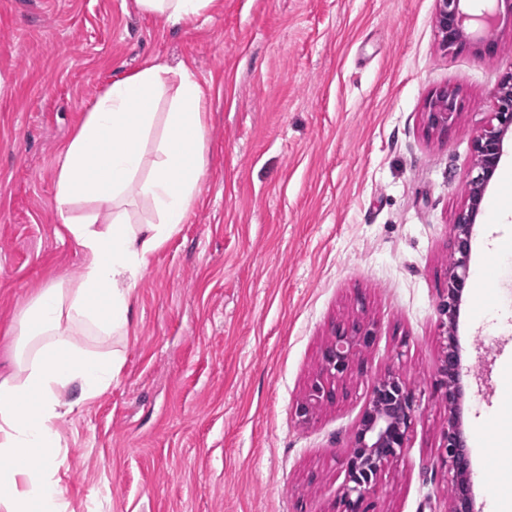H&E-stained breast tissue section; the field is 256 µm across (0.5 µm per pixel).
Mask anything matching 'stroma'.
Masks as SVG:
<instances>
[{
  "label": "stroma",
  "mask_w": 512,
  "mask_h": 512,
  "mask_svg": "<svg viewBox=\"0 0 512 512\" xmlns=\"http://www.w3.org/2000/svg\"><path fill=\"white\" fill-rule=\"evenodd\" d=\"M435 0H216L168 27L135 0H0V370L34 289L78 277L59 233L61 151L113 78L154 60L208 91V169L186 224L150 259L118 379L60 423L73 512H336L340 454L371 385L398 373L421 400L382 472L375 512H448V403L437 305L466 205L473 135L512 71L500 51L448 53ZM462 108L431 129L427 100ZM512 142L470 260L457 343L460 421L477 512L512 497ZM376 324L363 370L304 423L297 402L336 323Z\"/></svg>",
  "instance_id": "1"
}]
</instances>
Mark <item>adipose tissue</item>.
Listing matches in <instances>:
<instances>
[{"label": "adipose tissue", "instance_id": "1", "mask_svg": "<svg viewBox=\"0 0 512 512\" xmlns=\"http://www.w3.org/2000/svg\"><path fill=\"white\" fill-rule=\"evenodd\" d=\"M213 2L135 0L170 26L197 21ZM206 105L189 70L151 61L106 86L66 144L54 200L83 264L77 280L39 289L11 331V369L0 375V512H72L57 424L121 372L135 286L199 194ZM139 200L152 215L134 224L128 208Z\"/></svg>", "mask_w": 512, "mask_h": 512}]
</instances>
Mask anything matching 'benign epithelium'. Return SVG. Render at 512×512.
<instances>
[{
	"instance_id": "1",
	"label": "benign epithelium",
	"mask_w": 512,
	"mask_h": 512,
	"mask_svg": "<svg viewBox=\"0 0 512 512\" xmlns=\"http://www.w3.org/2000/svg\"><path fill=\"white\" fill-rule=\"evenodd\" d=\"M462 14L461 0H436V26L443 46L450 53L471 42V36L462 25ZM494 96L496 123L483 127L473 137L475 175L468 183V204L457 214L453 224L454 255L448 264V289L438 303L443 357L436 387L453 410L463 396L457 328L459 306L469 277L471 236L487 188L499 168L504 139L512 131V72L495 88ZM459 109L460 102L454 91H439L428 102L429 126L448 128ZM376 338V325L361 314L336 324L323 354L327 379L313 380L297 403L296 415L301 421L313 420L324 404L336 399L335 385L353 372L360 351L370 349ZM418 407L415 392L394 372H387L371 386L354 427L351 446L342 455L347 479L340 493V512H369L367 501L376 491L383 470L405 447ZM440 456L452 473L448 512H474L471 478L467 477L466 440L451 418L443 431Z\"/></svg>"
}]
</instances>
